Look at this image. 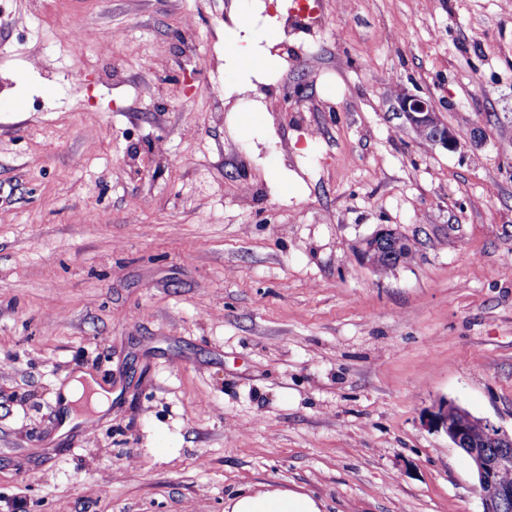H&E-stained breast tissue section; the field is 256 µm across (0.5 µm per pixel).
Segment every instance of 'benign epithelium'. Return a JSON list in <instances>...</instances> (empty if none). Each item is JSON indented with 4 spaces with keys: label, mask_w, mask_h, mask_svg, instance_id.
Returning <instances> with one entry per match:
<instances>
[{
    "label": "benign epithelium",
    "mask_w": 512,
    "mask_h": 512,
    "mask_svg": "<svg viewBox=\"0 0 512 512\" xmlns=\"http://www.w3.org/2000/svg\"><path fill=\"white\" fill-rule=\"evenodd\" d=\"M398 108L406 123L422 131L428 143L449 151L458 148L455 133L430 100L402 93L398 97ZM386 246L395 252V266L413 257L409 240L391 226H383L362 240L356 247V254L362 264L377 271L379 267L374 261V253ZM427 423L444 431L448 440L471 461L477 474L482 512H505L507 507H512V484L501 479L503 473L512 471V434L483 419L480 420V430H474V418L466 414L465 408L448 400L438 404Z\"/></svg>",
    "instance_id": "obj_1"
}]
</instances>
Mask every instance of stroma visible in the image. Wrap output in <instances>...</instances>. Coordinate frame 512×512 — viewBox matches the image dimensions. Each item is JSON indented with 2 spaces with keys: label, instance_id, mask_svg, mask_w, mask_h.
<instances>
[{
  "label": "stroma",
  "instance_id": "35a3bbf8",
  "mask_svg": "<svg viewBox=\"0 0 512 512\" xmlns=\"http://www.w3.org/2000/svg\"><path fill=\"white\" fill-rule=\"evenodd\" d=\"M309 5L0 0V512H481L426 417L512 434V0ZM81 369L112 404L63 434ZM398 108L413 129L422 131L425 141L434 146H441L453 151L460 143L455 133L442 120L429 99L421 96L402 93L398 97ZM390 246L395 252V261L392 267L408 262L413 257V248L409 240L403 236L397 228L391 226H383L370 237L362 240L356 247V254L360 262L374 271H378L379 267L374 261V253ZM389 254L381 255L379 261L382 265L380 272L390 269ZM225 512H322L318 503L305 493L267 486L264 490L239 493L229 498Z\"/></svg>",
  "mask_w": 512,
  "mask_h": 512
}]
</instances>
